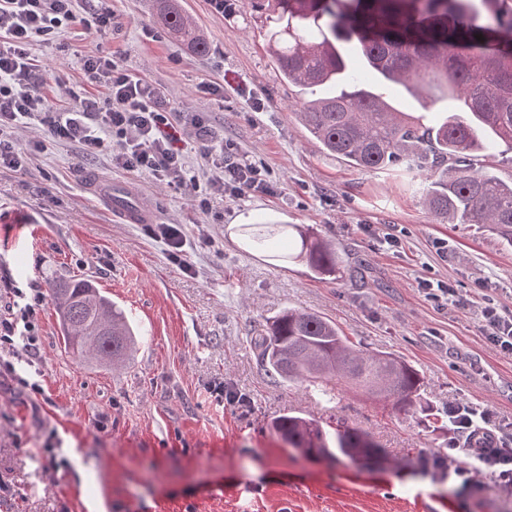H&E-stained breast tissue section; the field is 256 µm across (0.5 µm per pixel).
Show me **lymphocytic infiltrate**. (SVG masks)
<instances>
[{
  "label": "lymphocytic infiltrate",
  "mask_w": 512,
  "mask_h": 512,
  "mask_svg": "<svg viewBox=\"0 0 512 512\" xmlns=\"http://www.w3.org/2000/svg\"><path fill=\"white\" fill-rule=\"evenodd\" d=\"M84 11L95 32L112 30L110 0H0V170H26L30 153L18 138L34 124L48 126L51 137L76 145L83 157L112 141L113 165L152 174L167 186L187 188L202 209L214 199L238 198L272 189L268 171L235 152L216 148L201 112H171L153 85L134 78L111 58L85 55L82 69L90 83L103 87L106 101L86 98L69 109L53 110L41 92L44 77L29 48ZM193 134L208 162L202 175L192 174L184 154L173 145L176 131ZM448 419L464 443L450 441L448 471L463 485L490 474L498 488L512 494V442L504 425L488 410L459 403Z\"/></svg>",
  "instance_id": "obj_1"
}]
</instances>
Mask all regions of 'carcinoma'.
<instances>
[{"label":"carcinoma","instance_id":"cac0c4a2","mask_svg":"<svg viewBox=\"0 0 512 512\" xmlns=\"http://www.w3.org/2000/svg\"><path fill=\"white\" fill-rule=\"evenodd\" d=\"M170 37L198 53L207 49L177 0H152ZM276 27L269 54L285 80L310 91L297 116L322 149L374 172L427 169L422 198L434 215L453 224H492L512 243V183L478 167L504 143L512 150V0H271ZM481 39H476V36ZM384 82L418 95L459 102L462 114L434 125L394 109L378 92L361 87L352 57ZM253 248L299 237L303 260L318 275L340 272L336 245L294 224H249ZM64 350L81 363L105 365L129 358L136 333L123 311L90 279L53 289ZM266 371L284 381L329 376L372 394H386L401 409L421 388L418 372L387 354L349 345L335 322L287 308L254 340ZM273 428L302 456L335 460L384 452L368 434L345 428L330 437L318 422L290 413Z\"/></svg>","mask_w":512,"mask_h":512}]
</instances>
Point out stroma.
Segmentation results:
<instances>
[{"label": "stroma", "mask_w": 512, "mask_h": 512, "mask_svg": "<svg viewBox=\"0 0 512 512\" xmlns=\"http://www.w3.org/2000/svg\"><path fill=\"white\" fill-rule=\"evenodd\" d=\"M207 42L198 54L173 41L150 0H112L118 30L97 35L75 21L30 53L48 72L54 109L104 99L81 71L85 54L113 57L158 88L173 112L205 113L218 139L268 169L271 194L215 200L200 210L190 191L112 164V148L81 157L36 127L24 173L0 171V279L40 289L34 313L43 392L31 396L0 368V512H512L491 477L469 490L438 466L451 429L428 428L423 406L447 415L466 402L512 423V355L488 342L473 302L484 289L512 320V244L488 224H448L420 201L430 174L345 167L295 116L305 93L288 84L267 52V10L233 0H180ZM67 79L60 95L54 73ZM214 86L211 94L201 85ZM386 98L436 122L455 103L405 87ZM111 181L153 207L157 223L181 225L184 265L172 263L143 225L119 218L86 191ZM310 225L335 243L347 270L317 278L297 241L249 247L243 227ZM399 238L385 244L386 234ZM294 253L291 261L274 253ZM96 282L140 334L125 364L103 368L64 351L50 296L60 282ZM457 289L459 303L428 301L423 280ZM293 307L336 322L358 348L398 356L422 378L421 406L348 390L336 379L287 383L270 377L253 341ZM245 394L241 408L216 404L211 389ZM292 413L328 433L345 426L382 445L380 459L309 461L271 428ZM108 416V430L98 428Z\"/></svg>", "instance_id": "obj_1"}]
</instances>
